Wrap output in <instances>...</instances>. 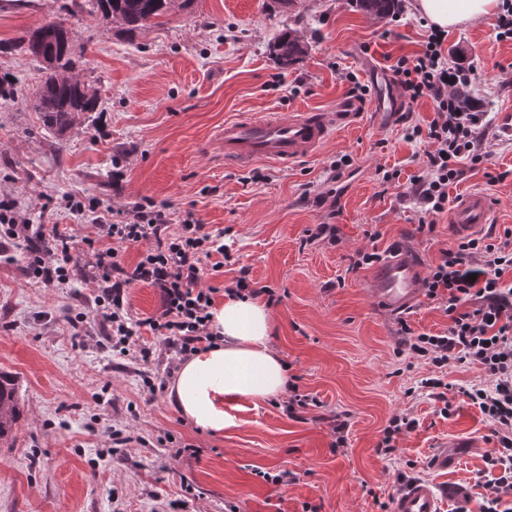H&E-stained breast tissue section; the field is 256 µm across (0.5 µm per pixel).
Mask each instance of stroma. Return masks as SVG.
<instances>
[{
    "mask_svg": "<svg viewBox=\"0 0 512 512\" xmlns=\"http://www.w3.org/2000/svg\"><path fill=\"white\" fill-rule=\"evenodd\" d=\"M64 0H0V78L12 98H0V196L23 205L31 223L70 224L77 240V275L47 287L28 277L27 253L0 254V372L16 383L20 417L14 436L0 443V512H155L184 498L187 512H379L409 480L437 489L464 488L465 512H480L491 425L460 393L490 379L476 365L449 368L455 384L451 416L419 381L432 376L423 361L399 354L397 315L372 307L363 284L372 267L350 269L360 249L402 246L432 265L454 246L447 216L431 241L415 235L418 217L402 194L419 175L422 142L404 139L393 113L365 112L360 123L336 129L313 157L290 165L258 161L239 167L224 160L222 136L230 120L268 112L329 109L350 84L348 70L374 87L391 79L397 57L422 47L429 25L414 0L373 22L354 0H194L135 35L99 16L68 19L77 71L98 92L97 111L64 133L44 129L34 108L42 77L37 58L4 51ZM295 28L306 56L282 68L273 41ZM452 59L473 66L496 124H512V40H501L491 19L448 32ZM488 161L467 171L448 193H487L495 203L490 233L512 226V145L488 141ZM350 159L339 181L327 180L336 159ZM398 171L385 186L378 167ZM504 181L488 184L491 174ZM88 203L81 216L69 197ZM149 197L167 203L174 220L193 212L206 231L223 234L230 254L219 275L202 286L220 289L247 268L258 285L279 297L271 305L270 344L299 378L301 391L322 403L321 418H289L276 400L229 397L235 424L208 432L178 412L168 394L149 400L142 376L125 358L80 346L66 322L82 311L95 318V259L82 242L95 216ZM320 224L336 240L307 242ZM380 239L370 241V231ZM350 411L348 445L331 451L327 414ZM418 421L400 434L390 457L376 452L390 417ZM132 441L111 452L106 432ZM197 448L171 460L159 436ZM449 453L442 470L432 460ZM293 471L286 486L264 473Z\"/></svg>",
    "mask_w": 512,
    "mask_h": 512,
    "instance_id": "obj_1",
    "label": "stroma"
}]
</instances>
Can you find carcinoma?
I'll return each mask as SVG.
<instances>
[{
	"label": "carcinoma",
	"mask_w": 512,
	"mask_h": 512,
	"mask_svg": "<svg viewBox=\"0 0 512 512\" xmlns=\"http://www.w3.org/2000/svg\"><path fill=\"white\" fill-rule=\"evenodd\" d=\"M194 0H68L61 10L71 16L100 13L133 33L152 21L166 16L174 7L188 8ZM398 0H356L357 7L373 20H380L395 12ZM47 33L50 39L44 42V50L51 53L54 63L34 52L39 34ZM20 45L34 57L41 58L42 79L36 96V107L43 117L48 130L62 132L73 126L85 112L97 110L99 98L93 86L77 76L75 69L74 45L66 20L54 17L46 24L26 33ZM306 51L303 35L295 28L282 32L274 44V53L282 66H290L302 59ZM19 417L14 380L0 373V440L11 435Z\"/></svg>",
	"instance_id": "carcinoma-1"
}]
</instances>
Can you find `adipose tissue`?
<instances>
[{"instance_id":"1","label":"adipose tissue","mask_w":512,"mask_h":512,"mask_svg":"<svg viewBox=\"0 0 512 512\" xmlns=\"http://www.w3.org/2000/svg\"><path fill=\"white\" fill-rule=\"evenodd\" d=\"M499 0H417L421 16L434 27L453 28L493 15ZM211 325L223 345L196 353L181 366L170 394L177 410L207 431L232 427L224 399L239 395L263 402L285 392L286 367L269 344L271 318L250 298L225 297L211 310Z\"/></svg>"}]
</instances>
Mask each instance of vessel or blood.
I'll return each mask as SVG.
<instances>
[{
    "label": "vessel or blood",
    "mask_w": 512,
    "mask_h": 512,
    "mask_svg": "<svg viewBox=\"0 0 512 512\" xmlns=\"http://www.w3.org/2000/svg\"><path fill=\"white\" fill-rule=\"evenodd\" d=\"M376 111L393 112L400 101L392 89L382 87L373 103ZM354 97L339 100L331 111L307 110L289 115L269 114L226 122L225 161L247 165L261 159L291 164L314 156L335 128L350 126L362 117L367 105ZM490 196L471 192L459 198L450 217L455 238L482 234L493 222ZM424 265L409 251L401 250L380 264L366 284L371 303L387 312L402 313L422 296ZM390 512H441L431 485L408 483L392 499Z\"/></svg>",
    "instance_id": "1"
}]
</instances>
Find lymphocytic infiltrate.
Returning a JSON list of instances; mask_svg holds the SVG:
<instances>
[{"mask_svg": "<svg viewBox=\"0 0 512 512\" xmlns=\"http://www.w3.org/2000/svg\"><path fill=\"white\" fill-rule=\"evenodd\" d=\"M446 31L430 29L418 53L397 58L392 67L409 102L429 98L434 118L428 126L412 113L398 116L408 141L425 142L422 169L405 194L418 215L416 231L428 237L436 219L449 209L450 184L465 171L487 161L488 139L512 141V128H495L483 99L473 88V71L447 57ZM167 205L144 198L119 220L98 217L93 237L86 243L98 270L94 299L98 328L88 327L84 313L69 317L74 337L131 359L150 362L153 351L137 345L126 298L129 288L142 282L160 288L163 309L146 318L145 326L161 337L172 358L186 360L200 347L217 345L220 336L211 326L214 288L200 285L202 263L224 252L220 236L205 232L194 216L171 232ZM0 240L25 248L28 272L48 286L68 283L71 277L74 230L68 226L30 223L15 202L0 201ZM122 244H140L144 250L135 265H127L118 251ZM512 272V227L502 236L470 238L439 251L423 288L448 318L440 334L420 333L400 320L402 351L440 370L451 364L480 365L493 381L491 389H467L466 397L478 405L492 423L497 442L484 456L495 479L485 484L480 512H512V285L504 275Z\"/></svg>", "mask_w": 512, "mask_h": 512, "instance_id": "1", "label": "lymphocytic infiltrate"}]
</instances>
